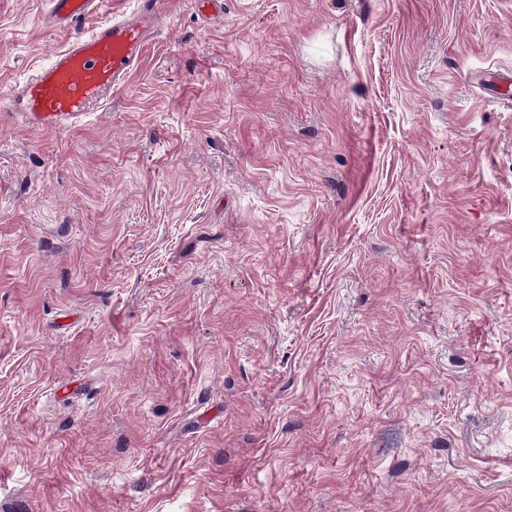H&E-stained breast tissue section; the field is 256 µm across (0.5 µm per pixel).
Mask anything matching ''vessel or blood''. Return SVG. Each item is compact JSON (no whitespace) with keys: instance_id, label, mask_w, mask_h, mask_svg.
<instances>
[{"instance_id":"vessel-or-blood-1","label":"vessel or blood","mask_w":512,"mask_h":512,"mask_svg":"<svg viewBox=\"0 0 512 512\" xmlns=\"http://www.w3.org/2000/svg\"><path fill=\"white\" fill-rule=\"evenodd\" d=\"M105 0H48V18L70 29L93 21L89 33L54 53L12 94L0 97V112H16L30 125L61 128L79 122L105 95L125 85L145 43L160 33L178 0H137L133 18L99 20Z\"/></svg>"}]
</instances>
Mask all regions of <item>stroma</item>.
<instances>
[{
	"mask_svg": "<svg viewBox=\"0 0 512 512\" xmlns=\"http://www.w3.org/2000/svg\"><path fill=\"white\" fill-rule=\"evenodd\" d=\"M511 86L512 0H182L0 112V512H512ZM133 18L95 23L52 55L32 77L0 98V112H19L30 125L61 128L79 122L105 95L124 86L145 43L160 33L178 0H137Z\"/></svg>",
	"mask_w": 512,
	"mask_h": 512,
	"instance_id": "35a3bbf8",
	"label": "stroma"
}]
</instances>
